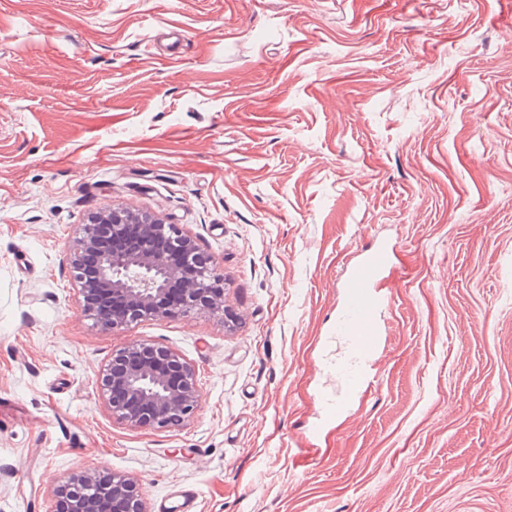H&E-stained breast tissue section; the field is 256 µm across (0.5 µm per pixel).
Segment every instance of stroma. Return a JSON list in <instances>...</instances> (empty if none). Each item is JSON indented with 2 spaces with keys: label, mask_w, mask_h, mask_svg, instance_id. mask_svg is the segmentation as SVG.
Instances as JSON below:
<instances>
[{
  "label": "stroma",
  "mask_w": 512,
  "mask_h": 512,
  "mask_svg": "<svg viewBox=\"0 0 512 512\" xmlns=\"http://www.w3.org/2000/svg\"><path fill=\"white\" fill-rule=\"evenodd\" d=\"M512 0H0V512L73 473L147 512H512ZM177 225L234 314L107 333L69 246ZM397 245L375 385L305 438L343 272ZM144 340L200 404L126 427L95 377Z\"/></svg>",
  "instance_id": "stroma-1"
}]
</instances>
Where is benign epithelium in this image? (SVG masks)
Returning <instances> with one entry per match:
<instances>
[{
  "label": "benign epithelium",
  "mask_w": 512,
  "mask_h": 512,
  "mask_svg": "<svg viewBox=\"0 0 512 512\" xmlns=\"http://www.w3.org/2000/svg\"><path fill=\"white\" fill-rule=\"evenodd\" d=\"M123 224H140L139 250L117 254L98 247V236L120 232ZM158 238L169 239L172 257L152 250ZM69 265L77 283L78 301L93 316L92 299L100 285L124 299L125 306L96 325L112 332L143 318H170L192 310L225 311V291L215 292L211 261L197 254L193 239L177 225L148 212L103 207L81 225L69 252ZM182 279L183 302L160 303L170 283ZM98 396L112 418L131 429L176 428L199 407L193 366L174 350L147 341H132L112 353L96 379ZM47 512H146L143 492L135 481L115 473L101 480L97 470L72 475L53 490Z\"/></svg>",
  "instance_id": "obj_1"
}]
</instances>
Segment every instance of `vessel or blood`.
<instances>
[{"label": "vessel or blood", "instance_id": "b4317fda", "mask_svg": "<svg viewBox=\"0 0 512 512\" xmlns=\"http://www.w3.org/2000/svg\"><path fill=\"white\" fill-rule=\"evenodd\" d=\"M395 253L394 245L380 243L348 269L330 339L341 340L346 354L332 363L331 371L340 382L339 391L320 392V410L307 427L308 440L318 439L338 417L347 413L353 401L366 390L376 367L381 318L391 306L383 280Z\"/></svg>", "mask_w": 512, "mask_h": 512}]
</instances>
